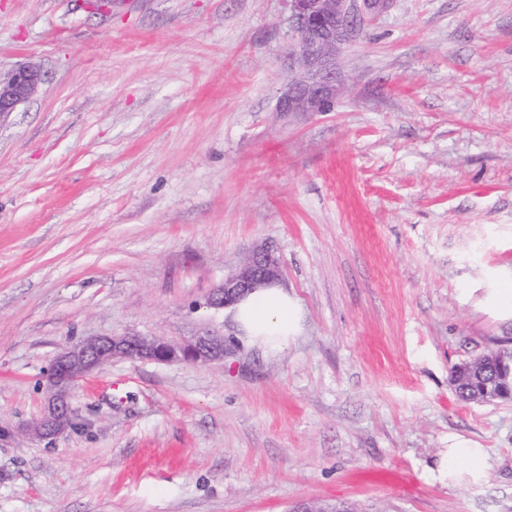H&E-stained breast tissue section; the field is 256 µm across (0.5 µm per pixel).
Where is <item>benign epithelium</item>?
<instances>
[{
    "label": "benign epithelium",
    "mask_w": 512,
    "mask_h": 512,
    "mask_svg": "<svg viewBox=\"0 0 512 512\" xmlns=\"http://www.w3.org/2000/svg\"><path fill=\"white\" fill-rule=\"evenodd\" d=\"M391 0H290L297 33L295 60L299 76L288 84L277 104L279 112H327L338 92L336 57L348 42L355 25L379 16ZM42 83L40 70L19 65L0 76V124L30 101ZM281 279L278 260L260 251L207 299L210 309L222 310L257 288ZM226 340L216 331H205L188 344H171L161 339L127 333L94 336L59 353L51 362L48 379L53 393L41 418L28 431L43 438L76 426L69 402V389L80 378L117 358L158 363L177 361L210 363L224 359ZM456 391L468 392L478 385L474 400L489 402L512 397V353L462 362L453 368Z\"/></svg>",
    "instance_id": "obj_1"
}]
</instances>
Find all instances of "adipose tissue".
<instances>
[{
  "label": "adipose tissue",
  "instance_id": "adipose-tissue-1",
  "mask_svg": "<svg viewBox=\"0 0 512 512\" xmlns=\"http://www.w3.org/2000/svg\"><path fill=\"white\" fill-rule=\"evenodd\" d=\"M232 311L247 339L265 348L282 347L300 328L301 311L297 300L277 285L247 296L233 305ZM440 470L451 478L465 472L474 479H481L487 470L486 452L457 444L443 458Z\"/></svg>",
  "mask_w": 512,
  "mask_h": 512
}]
</instances>
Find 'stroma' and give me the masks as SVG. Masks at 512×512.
<instances>
[{"label":"stroma","instance_id":"1","mask_svg":"<svg viewBox=\"0 0 512 512\" xmlns=\"http://www.w3.org/2000/svg\"><path fill=\"white\" fill-rule=\"evenodd\" d=\"M289 0H0V512H512V401L453 366L512 349V0H391L327 112L277 111ZM259 247L302 328L206 306ZM224 334L219 362L116 359L78 429L26 438L91 336ZM486 449L479 482L439 476ZM41 83L40 70L31 65H19L6 77L0 75V126L37 94ZM454 448H448L446 457L442 459L440 473L445 472L448 480L458 476L464 470L474 479H481L487 470V455L483 448H468L465 444L459 443Z\"/></svg>","mask_w":512,"mask_h":512}]
</instances>
